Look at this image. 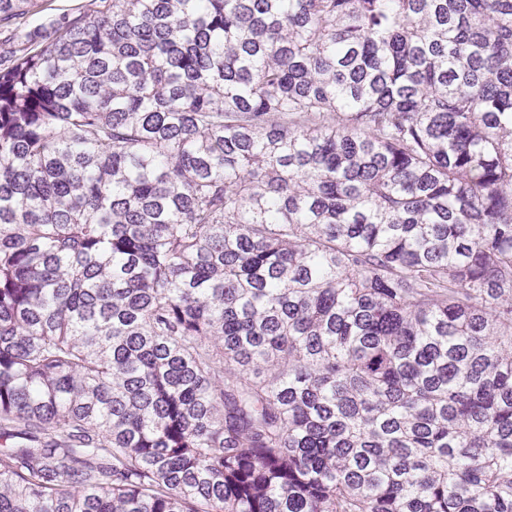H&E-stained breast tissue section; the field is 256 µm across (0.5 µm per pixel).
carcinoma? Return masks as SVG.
Masks as SVG:
<instances>
[{"label":"carcinoma","instance_id":"cac0c4a2","mask_svg":"<svg viewBox=\"0 0 512 512\" xmlns=\"http://www.w3.org/2000/svg\"><path fill=\"white\" fill-rule=\"evenodd\" d=\"M0 0V512H512V0ZM47 3L46 9L29 14L27 17V24L29 27L38 26L47 21L52 16L66 12L71 8L76 7L78 4H86L88 0H44Z\"/></svg>","mask_w":512,"mask_h":512}]
</instances>
